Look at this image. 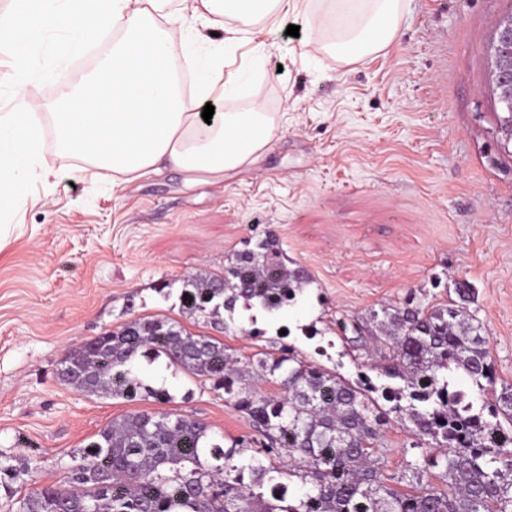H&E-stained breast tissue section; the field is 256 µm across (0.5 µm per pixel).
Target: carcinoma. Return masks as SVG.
I'll list each match as a JSON object with an SVG mask.
<instances>
[{
    "mask_svg": "<svg viewBox=\"0 0 512 512\" xmlns=\"http://www.w3.org/2000/svg\"><path fill=\"white\" fill-rule=\"evenodd\" d=\"M281 255L268 239L228 258L220 274L185 276L180 314L226 330L239 301L247 310L283 309L311 277ZM453 293L427 307L382 305L364 325L337 322L358 347L367 336L383 337L382 374L394 386L366 375L352 384L283 344L243 361L217 338L165 317L106 330L65 353L63 382L89 395L165 403L168 391L136 370L139 357H163L224 391L253 437L224 447L200 419L131 413L70 455L65 485L20 497L8 512H512V445L492 440L512 437V386L497 385L485 328L470 314L475 286L459 280ZM453 373L469 386L458 387ZM271 381L279 395L257 390L256 383ZM391 413L418 453L388 477L382 428ZM0 473L23 486L32 469L0 462ZM295 483L306 487L299 497Z\"/></svg>",
    "mask_w": 512,
    "mask_h": 512,
    "instance_id": "carcinoma-1",
    "label": "carcinoma"
}]
</instances>
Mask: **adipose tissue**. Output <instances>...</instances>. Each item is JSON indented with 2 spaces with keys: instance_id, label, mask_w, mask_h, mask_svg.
Instances as JSON below:
<instances>
[{
  "instance_id": "1",
  "label": "adipose tissue",
  "mask_w": 512,
  "mask_h": 512,
  "mask_svg": "<svg viewBox=\"0 0 512 512\" xmlns=\"http://www.w3.org/2000/svg\"><path fill=\"white\" fill-rule=\"evenodd\" d=\"M408 0H9L0 12V45L17 51L6 76L15 108L0 113V244L10 219L25 205L26 189L48 178L46 139L82 160L93 177L128 184L173 168L190 180L223 181L256 164L278 127V115L254 101L244 112L199 109L240 98L265 61L254 36L293 23L304 37L300 56L328 54L350 62L384 50L398 35ZM224 33L221 41L211 30ZM119 38L99 55L91 72L59 98V111L42 117L30 88L55 81L60 64L82 55L104 34ZM56 66L38 72L30 55L49 32ZM253 44L247 63L226 71L240 46ZM183 56L196 79L194 95L172 74Z\"/></svg>"
}]
</instances>
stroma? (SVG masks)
Here are the masks:
<instances>
[{
	"mask_svg": "<svg viewBox=\"0 0 512 512\" xmlns=\"http://www.w3.org/2000/svg\"><path fill=\"white\" fill-rule=\"evenodd\" d=\"M508 7L411 0L395 41L351 63L291 61L298 38L260 33L279 49L254 93L282 119L262 160L223 183L168 169L115 187L51 160L0 247V454L30 464L25 491L61 485L70 451L137 411L200 419L224 443L250 433L223 393L165 360L145 369L165 404L78 392L58 368L69 348L131 319L179 318L184 276L221 273L271 237L312 281L294 305L258 313L263 336L242 335L249 313L236 307L218 338L239 356L269 351L287 327L298 356L385 384L380 356L351 349L337 320L435 304L466 279L497 382L512 385V153L486 55Z\"/></svg>",
	"mask_w": 512,
	"mask_h": 512,
	"instance_id": "1",
	"label": "stroma"
}]
</instances>
